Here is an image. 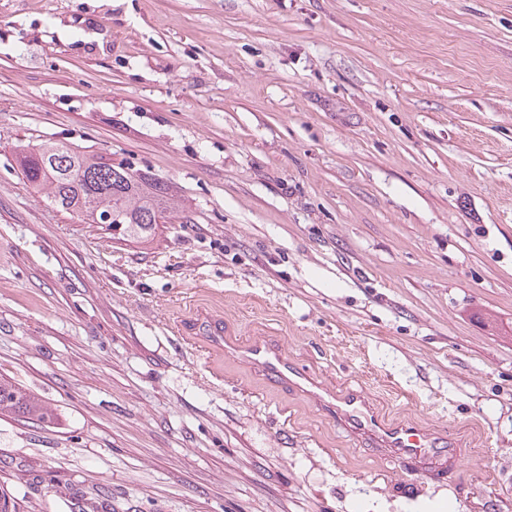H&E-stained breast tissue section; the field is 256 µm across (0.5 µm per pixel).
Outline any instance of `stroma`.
Returning a JSON list of instances; mask_svg holds the SVG:
<instances>
[{"label": "stroma", "mask_w": 512, "mask_h": 512, "mask_svg": "<svg viewBox=\"0 0 512 512\" xmlns=\"http://www.w3.org/2000/svg\"><path fill=\"white\" fill-rule=\"evenodd\" d=\"M64 140L169 181L116 240L34 194ZM468 436L417 475L176 334L199 306ZM0 417L19 512H512V0H0ZM3 414L48 422L53 420L55 411L49 403L0 375V416Z\"/></svg>", "instance_id": "35a3bbf8"}]
</instances>
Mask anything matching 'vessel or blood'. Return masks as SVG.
I'll return each mask as SVG.
<instances>
[{
  "label": "vessel or blood",
  "mask_w": 512,
  "mask_h": 512,
  "mask_svg": "<svg viewBox=\"0 0 512 512\" xmlns=\"http://www.w3.org/2000/svg\"><path fill=\"white\" fill-rule=\"evenodd\" d=\"M179 330L205 349L247 367L265 386L300 397L362 447L376 449L422 478L461 469L467 459L458 439L447 432L391 416L365 388L338 387L300 367L279 339L264 333L240 338L222 316L206 310L198 311Z\"/></svg>",
  "instance_id": "b4317fda"
}]
</instances>
